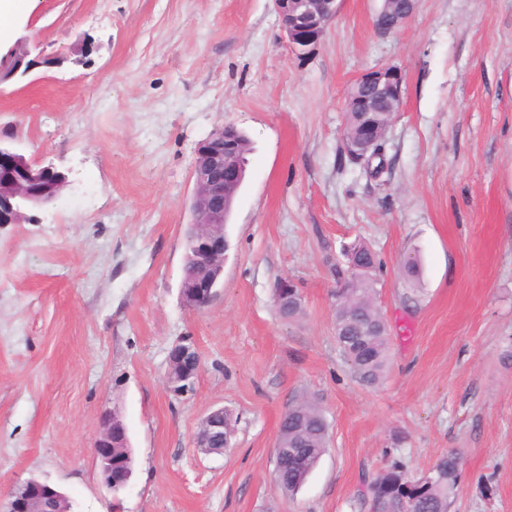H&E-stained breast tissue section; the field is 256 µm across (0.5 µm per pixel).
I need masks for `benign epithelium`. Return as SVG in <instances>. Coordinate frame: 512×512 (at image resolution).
Listing matches in <instances>:
<instances>
[{
    "label": "benign epithelium",
    "mask_w": 512,
    "mask_h": 512,
    "mask_svg": "<svg viewBox=\"0 0 512 512\" xmlns=\"http://www.w3.org/2000/svg\"><path fill=\"white\" fill-rule=\"evenodd\" d=\"M281 25L292 48L301 54L308 53L321 40L327 26L340 8L341 0H272ZM393 0H383L376 18L379 32L387 34L398 30L413 15L415 0H407L398 11L391 9ZM30 46L24 42L0 55V68L12 69L16 75L30 55ZM403 76L391 65L380 66L363 73L351 85L346 101V111L372 112L399 111L402 104ZM389 125L366 119L359 132L344 142L345 150L366 158L370 150L380 146ZM239 145L238 129L231 123L216 127L196 149L192 175L194 221L190 224L188 240L198 242L188 251L187 259L193 265L195 275L182 282L183 305L195 311L205 309L212 301L214 274L224 270V224L227 209L226 192L241 184L245 172L228 156L236 153ZM58 170L30 161L11 144L0 140V218L7 223L20 224L27 219L25 210L39 207L55 200L68 183H50L48 177ZM201 368L199 353L194 344L182 340L175 344L168 355V390L175 396L189 393L187 379L182 371L198 375ZM205 428L198 432L197 448H214L221 455L224 449L217 444L224 442V408L211 410L202 420ZM125 425L114 413L103 416L102 431L94 444V456L100 475L107 487H112L110 469L112 456L100 453L102 448L126 447ZM23 496L9 494L7 512H68L67 504L57 487L48 482L26 483Z\"/></svg>",
    "instance_id": "obj_1"
}]
</instances>
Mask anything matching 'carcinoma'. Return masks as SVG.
Listing matches in <instances>:
<instances>
[{"label": "carcinoma", "instance_id": "1", "mask_svg": "<svg viewBox=\"0 0 512 512\" xmlns=\"http://www.w3.org/2000/svg\"><path fill=\"white\" fill-rule=\"evenodd\" d=\"M349 254L360 257L358 268L341 263L332 269L336 280V344L351 377L361 386L380 384L389 363L387 324L369 336L360 335V326L380 321L375 304L377 255L359 244ZM277 442L286 446V455L274 459L275 485L285 496L295 495L306 482L329 443L327 420L317 401L304 396L291 402L282 415ZM460 457L455 452L442 456L431 471L414 480L399 460L361 478V495L370 512H448L458 486ZM133 472L129 448L112 449V481L122 484Z\"/></svg>", "mask_w": 512, "mask_h": 512}]
</instances>
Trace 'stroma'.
Wrapping results in <instances>:
<instances>
[{"mask_svg": "<svg viewBox=\"0 0 512 512\" xmlns=\"http://www.w3.org/2000/svg\"><path fill=\"white\" fill-rule=\"evenodd\" d=\"M380 7L343 0L305 56L271 0H39L16 27L36 49L0 84V138L69 184L0 224V505L36 477L72 512H367L362 473L399 456L420 476L453 450L450 512H512V0H416L386 35ZM385 65L403 101L372 177L343 148L345 93ZM227 121L252 151L223 278L193 311L180 297L192 164ZM354 240L381 261L390 325L372 388L334 338L330 269ZM284 278L303 295L293 320L274 305ZM184 336L202 367L178 398L166 374ZM304 395L329 445L288 498L274 450ZM217 407L237 419L234 444L204 455L195 434ZM111 411L134 458L118 497L93 454Z\"/></svg>", "mask_w": 512, "mask_h": 512, "instance_id": "stroma-1", "label": "stroma"}]
</instances>
